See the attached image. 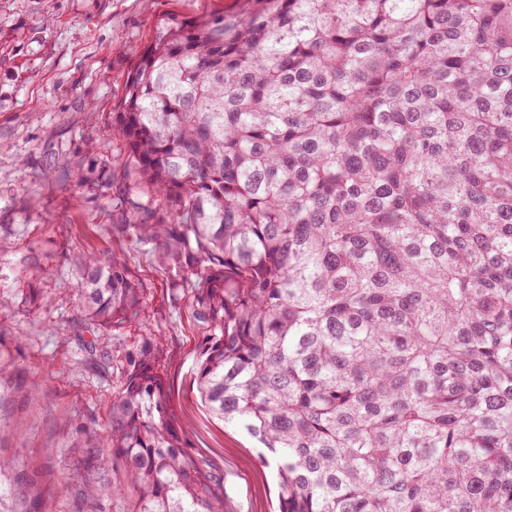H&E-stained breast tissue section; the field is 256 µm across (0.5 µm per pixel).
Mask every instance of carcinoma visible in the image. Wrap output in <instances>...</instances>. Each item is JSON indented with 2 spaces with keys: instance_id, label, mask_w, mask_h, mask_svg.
Returning a JSON list of instances; mask_svg holds the SVG:
<instances>
[{
  "instance_id": "carcinoma-1",
  "label": "carcinoma",
  "mask_w": 512,
  "mask_h": 512,
  "mask_svg": "<svg viewBox=\"0 0 512 512\" xmlns=\"http://www.w3.org/2000/svg\"><path fill=\"white\" fill-rule=\"evenodd\" d=\"M245 3L158 20L115 114L120 179L150 194L112 232L167 271L201 399L269 455L276 512H512V0ZM60 259L112 388L107 427L79 419L75 509L224 512L163 337L104 341L142 283ZM42 479L0 448V512Z\"/></svg>"
}]
</instances>
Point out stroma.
<instances>
[{"instance_id":"35a3bbf8","label":"stroma","mask_w":512,"mask_h":512,"mask_svg":"<svg viewBox=\"0 0 512 512\" xmlns=\"http://www.w3.org/2000/svg\"><path fill=\"white\" fill-rule=\"evenodd\" d=\"M243 0H0V363L12 382L0 395V446L44 474L42 512H72L59 485L78 439L75 417L106 423L112 401L72 339L80 315L76 280L61 251L120 253L146 290V315L113 331L116 342L151 331L165 339L168 397L189 447L224 470L226 512H275L272 466L243 430L202 405L195 370L199 338L168 300L165 271L142 245L113 237L116 202L82 184L89 159L121 171L127 159L114 121L125 80L156 22L238 12ZM95 154H88V145ZM36 253L42 273L22 263ZM35 285L47 305L25 311L14 296ZM42 383L37 400L26 397Z\"/></svg>"}]
</instances>
